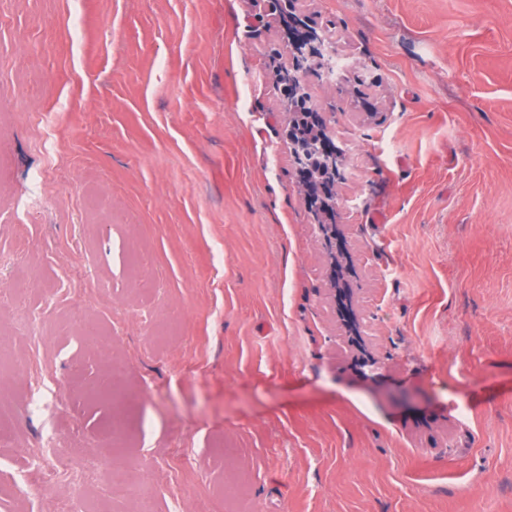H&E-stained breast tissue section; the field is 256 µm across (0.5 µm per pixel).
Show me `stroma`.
<instances>
[{
	"label": "stroma",
	"mask_w": 512,
	"mask_h": 512,
	"mask_svg": "<svg viewBox=\"0 0 512 512\" xmlns=\"http://www.w3.org/2000/svg\"><path fill=\"white\" fill-rule=\"evenodd\" d=\"M302 9L349 66L334 256L277 0H0V512H137L117 462L153 512H512V0ZM365 328L366 326L363 322V319L357 314H353L350 322L348 323V331L352 337V340L358 345L362 363L366 367H369L371 371H373L374 369L379 368L380 363L378 358H376L373 352L370 350L373 339L371 336H367L368 334L365 333Z\"/></svg>",
	"instance_id": "stroma-1"
}]
</instances>
